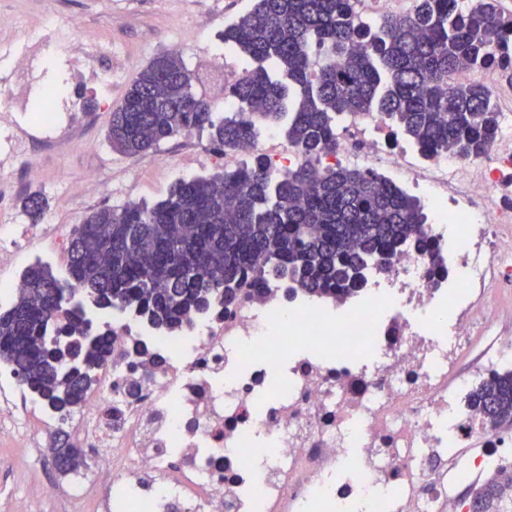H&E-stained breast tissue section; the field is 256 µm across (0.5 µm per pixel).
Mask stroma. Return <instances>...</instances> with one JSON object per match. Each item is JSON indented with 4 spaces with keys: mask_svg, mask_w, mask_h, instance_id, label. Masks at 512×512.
<instances>
[{
    "mask_svg": "<svg viewBox=\"0 0 512 512\" xmlns=\"http://www.w3.org/2000/svg\"><path fill=\"white\" fill-rule=\"evenodd\" d=\"M54 0H0L9 19L0 28V81H8L31 38L53 26L54 42L45 44L29 73L23 100L0 108V282L19 278L34 263L49 264L64 274L74 227L101 207L153 204L164 199L181 178L214 175L224 169L208 132H192L162 142L138 156L112 149L107 130L113 111L137 72L158 53L178 50L194 76L195 93L223 109L224 67L215 63L225 25L248 10L252 0H67L81 27H69L57 16ZM111 70V85L98 74ZM59 85L57 110L50 122L35 120L45 90ZM38 175H30L28 163ZM107 191H98L97 181ZM42 194L47 207L39 221L23 209V198ZM56 485V497H44ZM91 487L81 506L66 489ZM103 484L94 470L63 474L39 450L19 452L0 446V512H104Z\"/></svg>",
    "mask_w": 512,
    "mask_h": 512,
    "instance_id": "obj_1",
    "label": "stroma"
}]
</instances>
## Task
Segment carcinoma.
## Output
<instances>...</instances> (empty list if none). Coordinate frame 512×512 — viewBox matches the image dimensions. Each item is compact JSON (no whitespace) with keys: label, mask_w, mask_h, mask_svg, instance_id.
Instances as JSON below:
<instances>
[{"label":"carcinoma","mask_w":512,"mask_h":512,"mask_svg":"<svg viewBox=\"0 0 512 512\" xmlns=\"http://www.w3.org/2000/svg\"><path fill=\"white\" fill-rule=\"evenodd\" d=\"M355 0H253L224 27L221 40L245 59L229 88L238 108L219 115L192 91L176 51L144 67L112 112L108 140L127 156L194 130L217 149H236L258 127L288 122V142L306 164L278 176L254 155L235 170L177 182L153 205L92 212L74 229L64 277L41 262L0 310V362L53 409H81L92 374L112 356L108 336L93 335L86 308L107 314L134 304L160 328L182 327L214 300L236 303L252 281L291 277L317 294H351L373 263L381 273L410 242L426 250L420 201L369 171L319 170L336 145L343 117L379 113L424 154L481 155L499 127L491 89L458 84L456 73L496 67L512 84V18L498 0H412L405 17L371 28L355 19ZM33 218L46 208L23 199ZM470 407L499 430L512 428V371L480 382ZM75 472L83 451L55 447ZM484 512H512V471L479 488Z\"/></svg>","instance_id":"carcinoma-1"}]
</instances>
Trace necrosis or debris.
<instances>
[{
    "instance_id": "necrosis-or-debris-1",
    "label": "necrosis or debris",
    "mask_w": 512,
    "mask_h": 512,
    "mask_svg": "<svg viewBox=\"0 0 512 512\" xmlns=\"http://www.w3.org/2000/svg\"><path fill=\"white\" fill-rule=\"evenodd\" d=\"M458 80L489 85L508 107L481 156L424 155L370 113L347 116L318 162L415 193L430 250L398 254L347 296L274 281L174 332L130 308L93 314L114 351L80 411L51 409L0 366V443L22 437L48 454L51 432L68 429L96 448L117 512L180 499L186 512H469L449 470L512 468V438L464 405L478 379L512 370L500 328L512 317V86L493 68ZM249 151L273 154L278 173L304 161L276 126L224 161Z\"/></svg>"
}]
</instances>
